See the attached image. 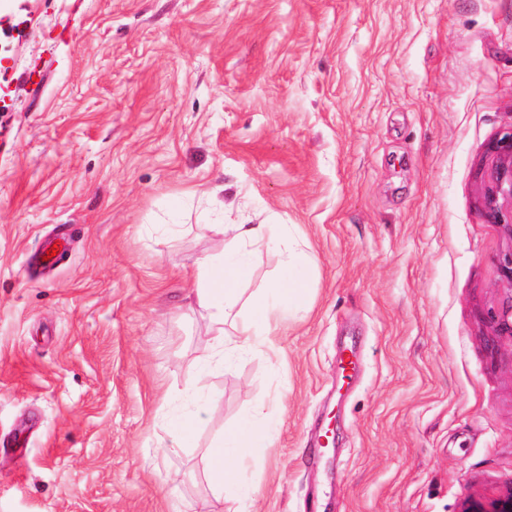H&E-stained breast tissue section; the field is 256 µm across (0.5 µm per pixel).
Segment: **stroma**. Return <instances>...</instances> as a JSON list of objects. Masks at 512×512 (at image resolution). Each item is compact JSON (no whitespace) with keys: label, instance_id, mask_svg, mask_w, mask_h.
I'll return each mask as SVG.
<instances>
[{"label":"stroma","instance_id":"obj_1","mask_svg":"<svg viewBox=\"0 0 512 512\" xmlns=\"http://www.w3.org/2000/svg\"><path fill=\"white\" fill-rule=\"evenodd\" d=\"M0 44V512H226L206 451L261 400L239 512H494L512 0H15ZM246 218L295 226L310 305L201 400L195 272ZM488 153L494 165L483 191V209L510 242L500 260L503 282L512 291V130L491 141Z\"/></svg>","mask_w":512,"mask_h":512}]
</instances>
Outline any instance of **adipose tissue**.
I'll use <instances>...</instances> for the list:
<instances>
[{"mask_svg":"<svg viewBox=\"0 0 512 512\" xmlns=\"http://www.w3.org/2000/svg\"><path fill=\"white\" fill-rule=\"evenodd\" d=\"M273 250L281 257L278 276L255 293L246 286L253 273V257ZM314 254L296 236L291 225L267 222L228 224L224 227V252L202 262L203 286L196 299L209 308L212 320L211 356L217 363L258 350L278 357L276 335L287 316L305 309L306 271L314 268ZM278 431L267 413L226 430L219 446L209 453V476L217 494L240 497V470L255 449L269 447Z\"/></svg>","mask_w":512,"mask_h":512,"instance_id":"adipose-tissue-1","label":"adipose tissue"}]
</instances>
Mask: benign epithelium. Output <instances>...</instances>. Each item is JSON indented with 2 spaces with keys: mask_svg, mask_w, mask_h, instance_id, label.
<instances>
[{
  "mask_svg": "<svg viewBox=\"0 0 512 512\" xmlns=\"http://www.w3.org/2000/svg\"><path fill=\"white\" fill-rule=\"evenodd\" d=\"M488 153L494 165L483 191V209L512 243V131L491 141ZM494 324L497 335L512 336V298L494 316Z\"/></svg>",
  "mask_w": 512,
  "mask_h": 512,
  "instance_id": "1",
  "label": "benign epithelium"
}]
</instances>
